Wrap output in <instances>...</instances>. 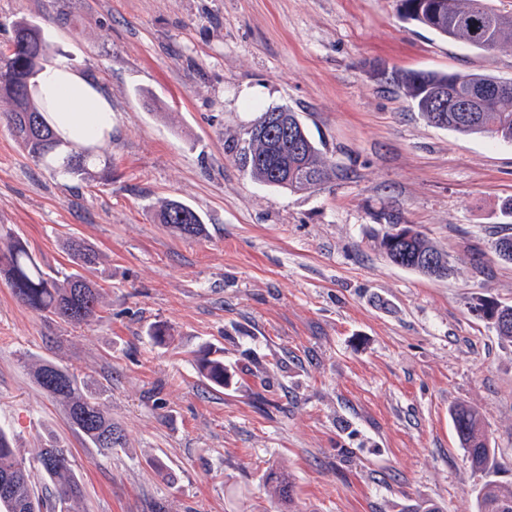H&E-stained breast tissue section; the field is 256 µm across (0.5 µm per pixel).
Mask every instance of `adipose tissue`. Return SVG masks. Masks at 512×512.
<instances>
[{"label": "adipose tissue", "instance_id": "obj_1", "mask_svg": "<svg viewBox=\"0 0 512 512\" xmlns=\"http://www.w3.org/2000/svg\"><path fill=\"white\" fill-rule=\"evenodd\" d=\"M38 97L57 133L92 144L112 131V102L103 85L70 64L45 65L37 79Z\"/></svg>", "mask_w": 512, "mask_h": 512}]
</instances>
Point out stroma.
Here are the masks:
<instances>
[{
	"label": "stroma",
	"instance_id": "stroma-1",
	"mask_svg": "<svg viewBox=\"0 0 512 512\" xmlns=\"http://www.w3.org/2000/svg\"><path fill=\"white\" fill-rule=\"evenodd\" d=\"M20 17L112 100L108 181L55 176L0 123V225L47 269L70 268L72 237L100 254L86 325L31 311L0 273V427L36 497L56 500L36 461L51 441L83 487L64 512H475L486 480L512 482V342L470 310L512 305V263L491 250L512 226V144L430 125L374 77L512 80V50L443 39L403 21L400 0H0V52ZM281 106L341 176L294 192L241 167L247 128ZM171 199L203 235L160 223ZM388 206L448 254L451 277L374 249ZM206 352L225 387L198 374ZM43 358L111 413V450L38 386ZM460 403L496 450L487 473L459 446ZM272 469L290 500L269 493Z\"/></svg>",
	"mask_w": 512,
	"mask_h": 512
}]
</instances>
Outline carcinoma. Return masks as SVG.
<instances>
[{
  "label": "carcinoma",
  "instance_id": "carcinoma-1",
  "mask_svg": "<svg viewBox=\"0 0 512 512\" xmlns=\"http://www.w3.org/2000/svg\"><path fill=\"white\" fill-rule=\"evenodd\" d=\"M400 16L437 35L483 52L503 46L512 49V14L489 8L483 0H401ZM11 51L0 53V102L8 109L0 113L21 148L36 161L45 164L62 178L88 180L97 175H112V163L100 160L102 148L63 141L54 133L33 96V79L51 58L44 29L21 17L12 23ZM385 83L406 98L431 125L462 135L479 134L494 141L512 144V81L489 73L395 70L377 72ZM248 146L239 153V162L257 182L271 187L300 191L329 182L336 167L328 163L322 150L311 140L298 114L289 108H269L261 113L247 133ZM185 237H197L204 231L200 214L191 206L170 200L159 214ZM9 242L0 248V267L15 297L33 312L58 317L73 324H86L95 316L98 291L84 272L98 261L96 250L85 240L67 242V251L76 269L61 276L45 270L34 259L20 238L6 233ZM401 258V266L424 276L446 278L454 273L448 254L440 250L422 231L401 244L387 257ZM495 329L512 341V305L498 306ZM199 373L211 384L224 387L228 380L224 359L203 355L197 359ZM37 384L67 409L71 425L95 448L110 449L112 416L96 398L84 392L68 369L50 361L35 365ZM452 421L460 446L473 470H488L495 450L484 432L479 412L459 404L452 410ZM55 463L41 471L54 481L60 501L66 503L82 496V485L74 477L69 453L47 444L40 450L38 462L48 456ZM267 484L275 496L288 498V476L271 470ZM0 512H40L35 498L31 472L16 457L9 436L0 430ZM477 501L512 505V483L489 480L478 492Z\"/></svg>",
  "mask_w": 512,
  "mask_h": 512
}]
</instances>
